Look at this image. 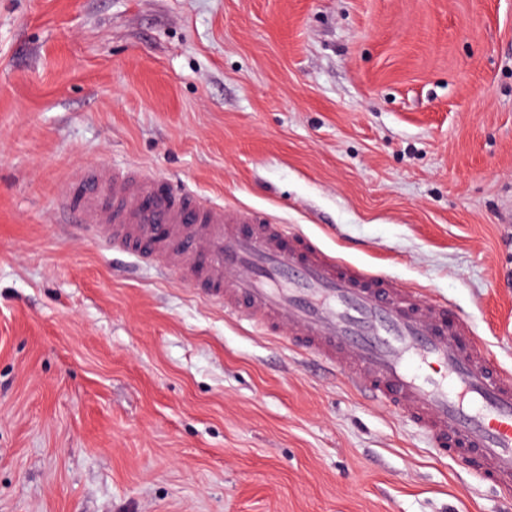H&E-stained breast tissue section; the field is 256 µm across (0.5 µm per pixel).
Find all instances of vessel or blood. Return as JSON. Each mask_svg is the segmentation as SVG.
I'll use <instances>...</instances> for the list:
<instances>
[{"label": "vessel or blood", "mask_w": 512, "mask_h": 512, "mask_svg": "<svg viewBox=\"0 0 512 512\" xmlns=\"http://www.w3.org/2000/svg\"><path fill=\"white\" fill-rule=\"evenodd\" d=\"M57 205L113 254L285 339L512 495V376L445 301L336 258L263 210L204 199L135 167L86 164Z\"/></svg>", "instance_id": "1"}]
</instances>
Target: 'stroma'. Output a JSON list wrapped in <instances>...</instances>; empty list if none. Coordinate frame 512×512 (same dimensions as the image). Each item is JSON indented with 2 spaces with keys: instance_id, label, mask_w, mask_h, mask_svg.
Here are the masks:
<instances>
[{
  "instance_id": "1",
  "label": "stroma",
  "mask_w": 512,
  "mask_h": 512,
  "mask_svg": "<svg viewBox=\"0 0 512 512\" xmlns=\"http://www.w3.org/2000/svg\"><path fill=\"white\" fill-rule=\"evenodd\" d=\"M91 161L390 271L512 373V0H0V512H512L59 222Z\"/></svg>"
}]
</instances>
